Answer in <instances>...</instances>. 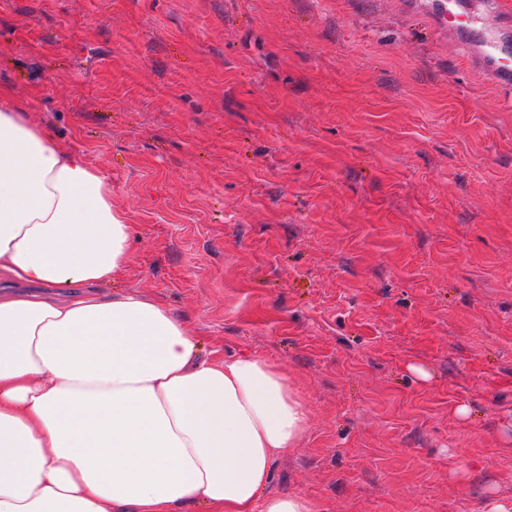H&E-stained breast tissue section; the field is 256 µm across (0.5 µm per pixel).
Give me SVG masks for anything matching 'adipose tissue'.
Wrapping results in <instances>:
<instances>
[{
	"label": "adipose tissue",
	"instance_id": "1",
	"mask_svg": "<svg viewBox=\"0 0 512 512\" xmlns=\"http://www.w3.org/2000/svg\"><path fill=\"white\" fill-rule=\"evenodd\" d=\"M132 237L109 177L0 88V512H318L266 492L309 423L282 368L200 358L162 303L95 293Z\"/></svg>",
	"mask_w": 512,
	"mask_h": 512
}]
</instances>
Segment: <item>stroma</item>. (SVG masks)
I'll use <instances>...</instances> for the list:
<instances>
[{"instance_id": "obj_1", "label": "stroma", "mask_w": 512, "mask_h": 512, "mask_svg": "<svg viewBox=\"0 0 512 512\" xmlns=\"http://www.w3.org/2000/svg\"><path fill=\"white\" fill-rule=\"evenodd\" d=\"M411 2L0 0V86L133 226L98 293L280 366L266 491L320 512L512 501V95Z\"/></svg>"}]
</instances>
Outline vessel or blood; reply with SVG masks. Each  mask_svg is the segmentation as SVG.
Masks as SVG:
<instances>
[{"label": "vessel or blood", "mask_w": 512, "mask_h": 512, "mask_svg": "<svg viewBox=\"0 0 512 512\" xmlns=\"http://www.w3.org/2000/svg\"><path fill=\"white\" fill-rule=\"evenodd\" d=\"M416 6L468 48L494 86L512 89V0H417Z\"/></svg>", "instance_id": "vessel-or-blood-1"}]
</instances>
